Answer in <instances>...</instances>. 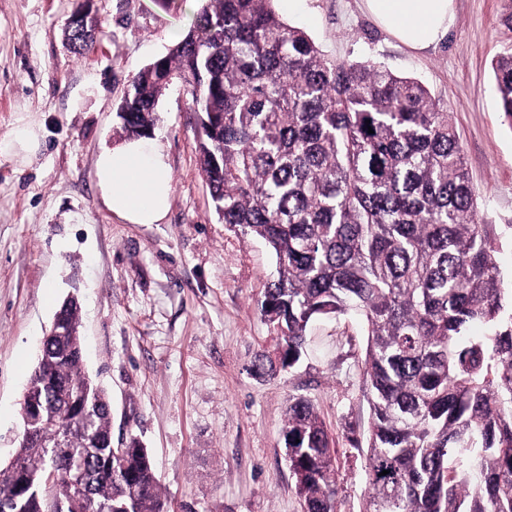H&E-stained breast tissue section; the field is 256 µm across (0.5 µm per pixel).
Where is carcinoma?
Listing matches in <instances>:
<instances>
[{"instance_id":"cac0c4a2","label":"carcinoma","mask_w":512,"mask_h":512,"mask_svg":"<svg viewBox=\"0 0 512 512\" xmlns=\"http://www.w3.org/2000/svg\"><path fill=\"white\" fill-rule=\"evenodd\" d=\"M273 2L203 0L133 77L117 123L148 136L162 92L190 95L217 214L277 260L260 301L277 360L259 353L254 373L298 362L314 318L363 317L364 512H512V275L504 232L478 221L452 115L415 78L327 58ZM492 70L512 128V53ZM61 323L23 398L35 435L0 468V512H172L148 450L112 445L79 306ZM283 437L302 512H337L333 439L313 404L290 402Z\"/></svg>"}]
</instances>
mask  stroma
<instances>
[{
    "mask_svg": "<svg viewBox=\"0 0 512 512\" xmlns=\"http://www.w3.org/2000/svg\"><path fill=\"white\" fill-rule=\"evenodd\" d=\"M449 33L422 51L379 27L363 0H304L283 20L328 58L372 60L420 80L453 114L486 224L512 225V128L496 107L492 62L512 52V0H455ZM200 0H0V138L37 124L32 163L0 158V465L14 454L40 340L78 297L84 364L107 391L113 440L148 448L175 512H302L283 438L290 399L315 406L335 441L339 512H363L370 408L362 321L315 320L292 369L256 377L276 335L259 309L276 258L220 222L198 162L197 119L180 87L158 103L153 137L171 167L166 219L130 224L94 180L102 150L124 143L115 112L135 73L187 32ZM102 29L79 55L72 12Z\"/></svg>",
    "mask_w": 512,
    "mask_h": 512,
    "instance_id": "1",
    "label": "stroma"
}]
</instances>
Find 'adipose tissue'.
Here are the masks:
<instances>
[{"instance_id":"obj_1","label":"adipose tissue","mask_w":512,"mask_h":512,"mask_svg":"<svg viewBox=\"0 0 512 512\" xmlns=\"http://www.w3.org/2000/svg\"><path fill=\"white\" fill-rule=\"evenodd\" d=\"M368 12L396 39L414 50L444 37L453 22L454 0H364ZM41 148L40 129L19 122L0 139V157L26 161ZM103 204L132 224H157L167 215L172 175L156 140L139 138L101 152L94 172Z\"/></svg>"}]
</instances>
